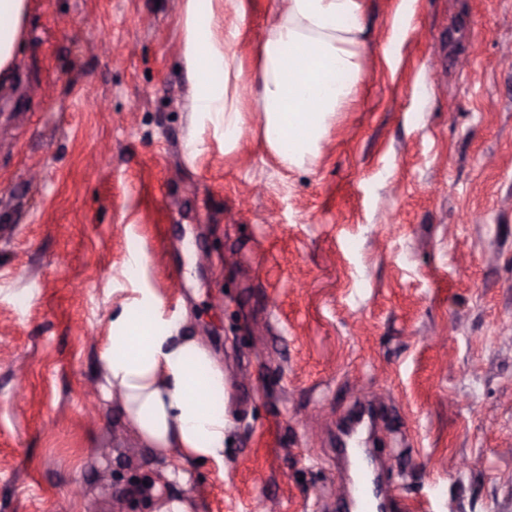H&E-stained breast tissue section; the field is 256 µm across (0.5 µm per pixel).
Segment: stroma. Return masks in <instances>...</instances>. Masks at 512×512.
Masks as SVG:
<instances>
[{
  "mask_svg": "<svg viewBox=\"0 0 512 512\" xmlns=\"http://www.w3.org/2000/svg\"><path fill=\"white\" fill-rule=\"evenodd\" d=\"M183 6L34 0L0 84V512H154L166 463L97 368L137 287L224 362L194 512H336V429L371 398L401 495L512 512V0H365L366 76L290 168L259 113L229 154L195 124ZM282 6L246 0L244 65Z\"/></svg>",
  "mask_w": 512,
  "mask_h": 512,
  "instance_id": "35a3bbf8",
  "label": "stroma"
}]
</instances>
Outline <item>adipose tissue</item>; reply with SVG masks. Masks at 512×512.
<instances>
[{
    "label": "adipose tissue",
    "mask_w": 512,
    "mask_h": 512,
    "mask_svg": "<svg viewBox=\"0 0 512 512\" xmlns=\"http://www.w3.org/2000/svg\"><path fill=\"white\" fill-rule=\"evenodd\" d=\"M31 0H0V83L17 69L16 47ZM234 26L220 31L221 18ZM245 0H185L181 20L194 118L238 148L246 114L258 109L264 141L287 166L317 158L338 113L365 73V0H287L245 71ZM259 87L257 101L243 94ZM104 396L117 397L125 432L164 460L224 462V365L152 289L113 309L99 352Z\"/></svg>",
    "instance_id": "obj_1"
}]
</instances>
